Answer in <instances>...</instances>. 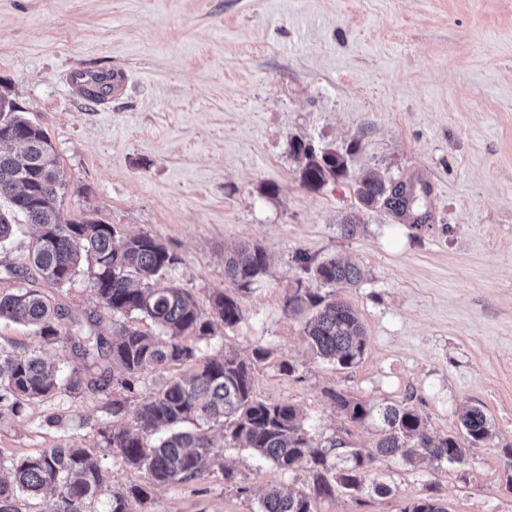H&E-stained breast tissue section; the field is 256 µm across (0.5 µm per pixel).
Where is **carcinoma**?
<instances>
[{"label":"carcinoma","instance_id":"1","mask_svg":"<svg viewBox=\"0 0 512 512\" xmlns=\"http://www.w3.org/2000/svg\"><path fill=\"white\" fill-rule=\"evenodd\" d=\"M90 82L76 88L84 100L101 104L112 97L114 72H89ZM0 248L11 243L15 217L23 216L35 229L27 262L58 288L76 278L87 280L99 306L85 321L65 325L63 316L40 291L20 286L0 294V319L32 328L38 340L70 350L77 365L68 374L47 363L37 350H7L0 346V404L17 415L24 405L45 400L66 390L83 388L103 393L102 409L112 425L101 431L112 462L145 472L146 481L112 492L110 512H132L130 503L150 500L151 488L190 483L220 474L230 483L234 472L218 462L215 445L203 430L224 428L227 448L248 449L283 474L306 472V490L283 493L266 489L259 512H313L314 501L338 493L364 490L375 463L399 457L410 465L428 461L440 468L460 464L466 449L484 443L490 423L479 406L460 415L467 447L455 436H435L417 408L405 399L385 406H366L332 394L336 412L353 422L375 418L379 423L372 448H349L333 440L321 446L309 436L298 408L288 402L258 399L253 392V366L271 357L265 347L253 350L251 362L229 349L209 355L202 343L220 330L233 331L244 318L239 292L259 283L267 274L268 258L258 243L241 245L224 254V278L234 290L213 292L205 311L187 289L166 280L180 258L148 232L122 236L114 225L84 217L69 218L61 211L65 182L48 134L25 116V109L0 93ZM288 148L298 165L303 186L317 190L330 181L353 178L360 204L383 206L423 227L417 212L421 195L408 200L400 193L404 181L385 180L371 172L351 176L346 155L319 150L295 136ZM341 233L353 238L364 230L360 216L342 218ZM306 277L286 296L283 307L301 317L310 346L338 370L353 368L366 347L365 328L357 311L330 286L352 287L364 281L365 270L342 259L312 263L296 256ZM150 320L153 334L141 329L138 319ZM185 369L141 396L134 424L125 422L135 386L152 372L169 367ZM344 457L342 468L330 462ZM106 469L91 452L78 444L45 448L35 455L0 460V512H21L23 497L57 491L54 512H85L86 501L104 482ZM401 512H447L440 499L413 497Z\"/></svg>","mask_w":512,"mask_h":512}]
</instances>
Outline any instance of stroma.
Returning <instances> with one entry per match:
<instances>
[{
  "mask_svg": "<svg viewBox=\"0 0 512 512\" xmlns=\"http://www.w3.org/2000/svg\"><path fill=\"white\" fill-rule=\"evenodd\" d=\"M124 77L106 103L84 101L71 77ZM50 136L67 186L63 210L149 232L179 258L171 278L200 305L224 288V249L264 246L269 273L242 296L243 321L215 336L251 359L269 348L296 367L254 368L253 392L297 406L314 442L371 447L376 424L354 423L330 398L370 406L411 399L434 434L460 431L477 405L491 436L463 463L377 462L373 489L316 501L314 512H400L433 495L448 512H512V0H0V92ZM350 152L352 174L428 186L422 228L386 208L342 236L360 210L350 178L302 185L287 142ZM342 257L364 282L337 294L359 313L367 346L336 370L312 353L283 300L301 272L294 256ZM49 294L65 318L96 310L83 281ZM0 345L39 348L61 370L71 353L0 321ZM102 393L84 389L0 411V457L78 441L109 467L86 512H109L112 492L143 483L113 465L98 433ZM60 412L68 427L45 426ZM237 475L155 488L149 512H258L270 484L305 487L251 451L224 445Z\"/></svg>",
  "mask_w": 512,
  "mask_h": 512,
  "instance_id": "1",
  "label": "stroma"
}]
</instances>
